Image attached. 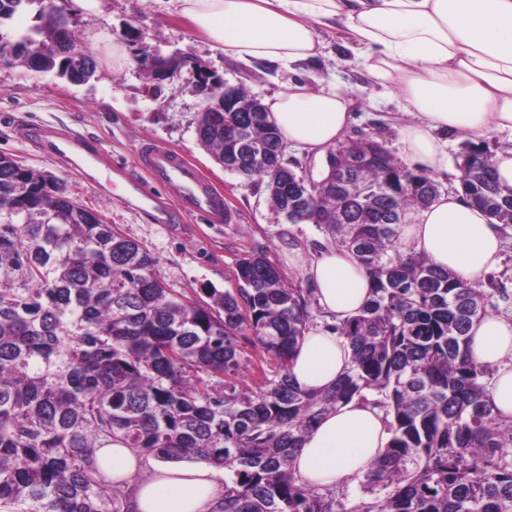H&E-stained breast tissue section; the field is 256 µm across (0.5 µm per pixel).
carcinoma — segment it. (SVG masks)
<instances>
[{
    "instance_id": "1",
    "label": "carcinoma",
    "mask_w": 512,
    "mask_h": 512,
    "mask_svg": "<svg viewBox=\"0 0 512 512\" xmlns=\"http://www.w3.org/2000/svg\"><path fill=\"white\" fill-rule=\"evenodd\" d=\"M42 5L43 24L10 43L32 70L87 81L49 42L55 0H0V20ZM265 112H207L198 139L217 161L281 137ZM340 151L336 186L311 197L266 182L272 209L292 223L318 217L328 243L352 252L372 286L358 314L334 330L351 348L329 389H301L289 363L314 326V288L295 286L265 257L237 264L239 288L212 303L175 294L157 259L96 221L94 210L45 175L0 154V505L12 512H134L121 482H106L93 453L114 440L159 460L203 458L224 469L212 512H512V420L495 413L491 368L473 361L468 332L491 315L489 293L402 254L399 224L438 195L435 182L394 161L370 138ZM466 197L512 224V186L492 154H462ZM372 184L352 192L358 173ZM413 185L407 187V181ZM276 358L262 387H239L240 341ZM381 409L391 434L360 480L344 489L299 482L292 464L307 433L340 404Z\"/></svg>"
}]
</instances>
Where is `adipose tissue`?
I'll use <instances>...</instances> for the list:
<instances>
[{"instance_id": "obj_1", "label": "adipose tissue", "mask_w": 512, "mask_h": 512, "mask_svg": "<svg viewBox=\"0 0 512 512\" xmlns=\"http://www.w3.org/2000/svg\"><path fill=\"white\" fill-rule=\"evenodd\" d=\"M182 14L213 48L236 62L282 68L313 61L324 49L320 30H341L373 87L397 91L407 118L397 127L405 162L431 174L448 167V139L512 132V0H178ZM269 117L285 144L320 155L340 142L354 121V100L294 82L268 100ZM503 229L456 192H443L406 214L403 252L425 256L459 280L481 281L500 262ZM288 266L310 283L326 315H356L371 279L349 251L287 252ZM470 354L495 368L490 397L512 420V320L491 315L473 322ZM351 349L336 332L310 329L293 353L290 372L300 388L322 390L350 365ZM390 434L382 412L350 402L325 415L299 448L292 472L310 486H349L368 471ZM106 480L131 482L136 512H211L222 495L206 461L147 465L120 441L95 451Z\"/></svg>"}]
</instances>
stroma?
<instances>
[{"label": "stroma", "mask_w": 512, "mask_h": 512, "mask_svg": "<svg viewBox=\"0 0 512 512\" xmlns=\"http://www.w3.org/2000/svg\"><path fill=\"white\" fill-rule=\"evenodd\" d=\"M78 35L77 45L97 63L94 76L76 85L52 72H36L20 60H0V154L50 175L56 187L78 203L97 210L105 223L138 242L158 260L156 275L176 292L203 299L208 289L237 286L241 257L262 253L278 266L286 281L302 279L285 266L288 240L319 250L328 243L312 223L290 224L272 210L266 187L224 170L198 141L196 126L204 103L194 87L200 74L243 86L265 101L300 80L310 89L329 85L353 97L357 120L348 137L365 135L399 157L397 126L402 107L395 92L373 88L352 53L332 29H322L324 54L285 70L268 63L247 67L212 48L181 17L174 0H107L104 12L86 16L72 0H56ZM104 33L124 50L121 62L107 58L92 33ZM34 125L53 127L76 137L94 139L100 154L96 166L68 164L37 148L28 138ZM154 140L196 163L224 192L236 215L232 224L154 223L150 214L106 179L113 159L133 162L139 144ZM491 277L496 287L490 301L497 315H512V226L503 231L502 260Z\"/></svg>", "instance_id": "obj_1"}]
</instances>
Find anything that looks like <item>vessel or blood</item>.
<instances>
[{
    "label": "vessel or blood",
    "instance_id": "vessel-or-blood-1",
    "mask_svg": "<svg viewBox=\"0 0 512 512\" xmlns=\"http://www.w3.org/2000/svg\"><path fill=\"white\" fill-rule=\"evenodd\" d=\"M44 149L54 155H77L95 161L89 142L48 129H35ZM108 181L122 185L141 205L154 209L160 224H175L192 216L206 224H229L233 212L224 195L181 153L151 140L136 151L135 166L113 161L106 173Z\"/></svg>",
    "mask_w": 512,
    "mask_h": 512
}]
</instances>
